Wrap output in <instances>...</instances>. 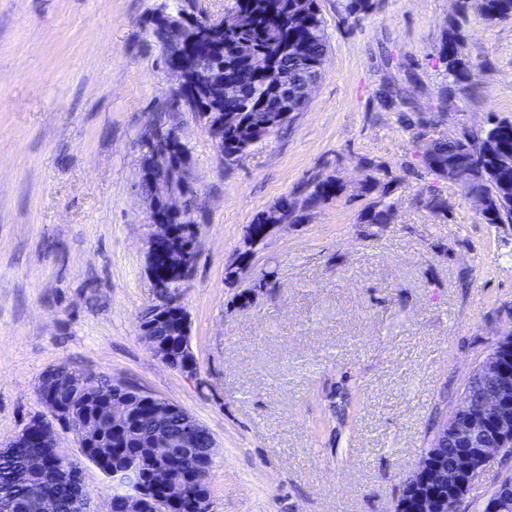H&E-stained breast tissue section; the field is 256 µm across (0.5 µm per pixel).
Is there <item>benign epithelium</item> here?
<instances>
[{"instance_id": "7a95c632", "label": "benign epithelium", "mask_w": 512, "mask_h": 512, "mask_svg": "<svg viewBox=\"0 0 512 512\" xmlns=\"http://www.w3.org/2000/svg\"><path fill=\"white\" fill-rule=\"evenodd\" d=\"M206 15L198 12L189 15L183 11L162 9L149 21L153 35L165 45L164 54L172 57L174 65L166 68L175 78L174 90L164 107L178 109L188 106L186 98L196 94L198 79L204 75L196 59L189 55L193 45L214 47L208 39V31L198 23ZM224 28L245 29L252 25V18L245 13H230L221 18ZM178 135H161L146 143L147 152L141 169L140 182H150L160 187V208H148L149 222L155 231L146 243V261L152 262L156 249L174 235L173 222L183 225V243L168 251L169 268L182 275L187 282L192 274L197 253L192 238L199 236L193 215L187 209V201L193 189L188 181L191 158L181 151L175 142ZM448 182L466 193L483 211L485 193L470 185L468 168L448 169ZM155 301L153 314L148 321L139 324L140 338L163 364L192 377L197 374V364L186 360L178 362L181 347L169 338H163L158 326L168 323L172 315H180L182 290L172 291L169 278L159 272L148 271ZM512 351V327L499 332V337L482 362L475 368V378L480 381L479 403L468 393H463L451 415L444 418L438 428L442 445H436L421 458L412 477L403 484L394 512H459L473 480L491 462L512 451V368L503 363L502 352ZM45 386L51 392L42 397L47 414L32 418L19 432L9 449L55 448L60 449L56 425L70 432L75 441L102 437L96 423L75 414L71 404L62 401L90 399L96 384L89 377H78L65 366L48 369L43 374ZM145 404L152 410V417L162 420L172 415L180 416L181 429L171 434L163 428L155 430L151 437L153 487L169 481L168 464L175 460L182 470L198 476L200 483L208 484V478L217 455V442L201 448L206 427L180 406L162 398L153 397ZM459 446L452 462L444 461L443 449L448 444ZM143 463L132 457L112 468V499L108 512H145L143 502L151 494L141 490ZM66 481L73 499L86 507L81 483V471L67 473ZM485 512H512V481L499 484L485 502Z\"/></svg>"}]
</instances>
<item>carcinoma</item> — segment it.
<instances>
[{"label":"carcinoma","mask_w":512,"mask_h":512,"mask_svg":"<svg viewBox=\"0 0 512 512\" xmlns=\"http://www.w3.org/2000/svg\"><path fill=\"white\" fill-rule=\"evenodd\" d=\"M231 9L246 10L255 17L256 26L239 33L224 34L218 49V65L224 66V79L241 88V96L234 102L221 101L210 94L207 85H202L199 97L202 106L210 111L224 114V150H233L238 156L246 154L254 146L250 127L258 113H272L277 106L279 74L288 72V80L294 88H301L311 62L327 53L328 38L316 0H232ZM476 9L489 23L512 19V0H480ZM459 26H451L447 37L438 50L439 60L455 82H464L471 77V66L460 52ZM250 42L255 51L264 55L277 66L276 72L267 76L251 69V65L236 52L240 41ZM426 150L431 158L420 162L426 173L438 180L448 179V164L464 158L473 166V175L480 189L487 193L488 204L481 216L484 224H512V169L496 170L495 160L505 152H512V120L500 119L495 127L483 131L464 129L458 133L436 134ZM369 175L363 190L372 196L365 207L363 223L377 227L367 233L375 237L393 223L394 212L384 198L391 194L390 182L377 176L378 165L368 164ZM345 185L334 176L314 178L304 182L298 191L282 197L268 209L255 215L249 229L256 239L257 253L267 242L270 225L288 221L290 224L304 223L310 213L339 199ZM419 204L439 218L448 217V198L436 185H428L419 195ZM251 256L241 253L225 269V279L235 283L249 269ZM274 273L265 271L253 286L235 294L232 302L247 307L252 302L255 289L275 286ZM96 394L84 405L92 420L106 423L112 418V386L109 378L96 375ZM134 418L129 421V436L112 439L106 435L102 442L80 449L84 459L105 475L112 474V462L127 456H138L150 461V449L146 441L154 428V422L142 412L141 397H136ZM35 455L47 457V470L36 473L30 468V458ZM76 464L66 452L54 454L42 448H21L10 456L0 455V512H41L40 497L53 494L58 497L60 507L70 509L69 490L62 480L61 471ZM174 483L185 494V502L191 503L198 492L196 479L174 471Z\"/></svg>","instance_id":"1"}]
</instances>
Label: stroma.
<instances>
[{
	"label": "stroma",
	"instance_id": "35a3bbf8",
	"mask_svg": "<svg viewBox=\"0 0 512 512\" xmlns=\"http://www.w3.org/2000/svg\"><path fill=\"white\" fill-rule=\"evenodd\" d=\"M161 2L0 0V448L43 413L44 371L65 365L170 400L211 431L210 512H393L426 432L512 324V224L481 223L458 188L422 174L417 129L398 114L432 119L445 89L442 131L512 119V19L489 25L472 9L459 21L455 0H372L358 15L317 0L323 75L288 126L229 165L180 110L201 227L182 296L189 378L138 328L153 226L137 184L150 114L172 88L147 25ZM455 21L466 84L437 55ZM389 85L404 109L384 103ZM369 161L400 183L393 224L365 238ZM327 175L344 196L271 237L248 276L274 272L276 287L233 304L225 268L243 226ZM432 183L447 219L417 201Z\"/></svg>",
	"mask_w": 512,
	"mask_h": 512
}]
</instances>
